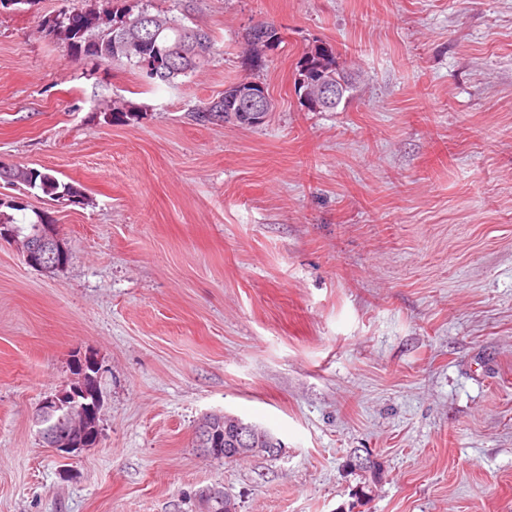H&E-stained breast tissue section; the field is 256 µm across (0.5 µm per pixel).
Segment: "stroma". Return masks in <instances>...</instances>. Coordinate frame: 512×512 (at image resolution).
<instances>
[{
  "instance_id": "1",
  "label": "stroma",
  "mask_w": 512,
  "mask_h": 512,
  "mask_svg": "<svg viewBox=\"0 0 512 512\" xmlns=\"http://www.w3.org/2000/svg\"><path fill=\"white\" fill-rule=\"evenodd\" d=\"M0 8V164L53 170L91 202L26 195L69 261L0 243V512H512V0H153L212 30L176 88L68 56ZM283 42L242 64L249 28ZM326 43L355 88L311 112L295 64ZM275 112L204 124L244 79ZM140 119L105 123L118 104ZM102 366L97 445L62 457L35 412ZM227 412L271 459L193 441Z\"/></svg>"
}]
</instances>
